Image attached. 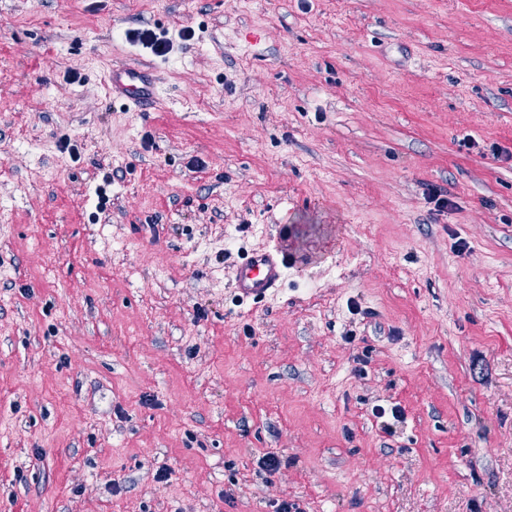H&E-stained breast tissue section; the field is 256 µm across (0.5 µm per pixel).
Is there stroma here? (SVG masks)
Wrapping results in <instances>:
<instances>
[{
	"label": "stroma",
	"mask_w": 512,
	"mask_h": 512,
	"mask_svg": "<svg viewBox=\"0 0 512 512\" xmlns=\"http://www.w3.org/2000/svg\"><path fill=\"white\" fill-rule=\"evenodd\" d=\"M0 207V512H512V0H0ZM112 93L125 97L134 109L146 103H157L155 79L150 70L124 67L108 75ZM288 268L286 256L274 248L247 254L236 269V283L240 296L262 300L275 292Z\"/></svg>",
	"instance_id": "obj_1"
}]
</instances>
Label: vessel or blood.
Wrapping results in <instances>:
<instances>
[{"instance_id":"b4317fda","label":"vessel or blood","mask_w":512,"mask_h":512,"mask_svg":"<svg viewBox=\"0 0 512 512\" xmlns=\"http://www.w3.org/2000/svg\"><path fill=\"white\" fill-rule=\"evenodd\" d=\"M108 82L113 93L125 97L133 107L157 100L151 71L125 67L111 72ZM288 267L286 256L274 248L247 254L236 269L237 289L242 298L261 300L275 292Z\"/></svg>"}]
</instances>
